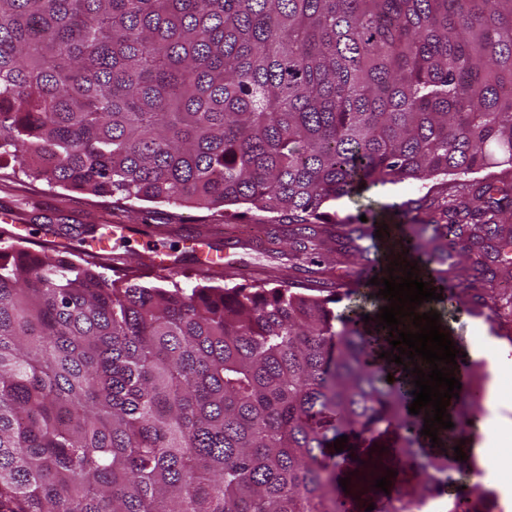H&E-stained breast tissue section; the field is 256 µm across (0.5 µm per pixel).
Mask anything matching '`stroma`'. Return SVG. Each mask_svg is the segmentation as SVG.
I'll list each match as a JSON object with an SVG mask.
<instances>
[{
	"label": "stroma",
	"instance_id": "stroma-1",
	"mask_svg": "<svg viewBox=\"0 0 512 512\" xmlns=\"http://www.w3.org/2000/svg\"><path fill=\"white\" fill-rule=\"evenodd\" d=\"M495 184L512 197V172L489 168L464 178L436 177L425 181L404 180L373 188L363 197L341 198L325 205L332 223L317 225L320 246L310 271L295 266L290 243L293 227L281 225L278 238H270L263 230L266 213L244 205L221 210H207L172 203L130 201L113 204L111 198L94 197L75 190L53 187L44 180L0 169V206H14L16 214L31 229V248L46 243H62L76 255H86L91 236L85 231L87 220H94L97 234H104L108 225L126 224L130 233L124 251L131 262L146 258L142 236L154 237L160 247L175 259L180 273L188 279L207 275L212 284L282 281L295 288L311 285L332 291H346L349 280L355 279L370 261L379 256L376 241L364 236L360 251L349 249L343 239L347 224L357 222L368 202L386 207L393 224L415 230L427 223L435 204H448L457 210L476 205L486 184ZM202 236L212 253L231 251L237 268L229 272L212 268L201 270L200 255L186 247L185 241ZM445 279L454 289H466L470 310L449 320L448 325L459 341L472 337L475 327H483L496 348L501 362L512 366V320L496 318L489 303H512L507 286L512 285V256L496 255L486 244H475L470 252H449L444 265Z\"/></svg>",
	"mask_w": 512,
	"mask_h": 512
}]
</instances>
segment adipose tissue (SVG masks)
Returning a JSON list of instances; mask_svg holds the SVG:
<instances>
[{"label":"adipose tissue","mask_w":512,"mask_h":512,"mask_svg":"<svg viewBox=\"0 0 512 512\" xmlns=\"http://www.w3.org/2000/svg\"><path fill=\"white\" fill-rule=\"evenodd\" d=\"M472 343L479 353L490 361L492 382L486 399L488 416L483 427V460L486 478L504 491L512 492V458L500 455L498 447L503 435L512 432V426L506 425L499 414L505 390L501 380L512 373V368L496 360L492 342L482 329H475Z\"/></svg>","instance_id":"adipose-tissue-1"}]
</instances>
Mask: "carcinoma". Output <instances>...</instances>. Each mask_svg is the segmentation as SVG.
I'll return each mask as SVG.
<instances>
[{"label": "carcinoma", "instance_id": "cac0c4a2", "mask_svg": "<svg viewBox=\"0 0 512 512\" xmlns=\"http://www.w3.org/2000/svg\"><path fill=\"white\" fill-rule=\"evenodd\" d=\"M120 201L249 204L317 250L323 206L406 179L512 170V0H0V162ZM485 185L472 224L414 235L429 260L499 235ZM0 247V512H336L344 424L403 430L424 477L457 461L411 433L387 305L286 283L196 284ZM112 274H106V271ZM464 291L426 305L455 315ZM392 381H387V375ZM490 512L475 482L459 497Z\"/></svg>", "mask_w": 512, "mask_h": 512}]
</instances>
